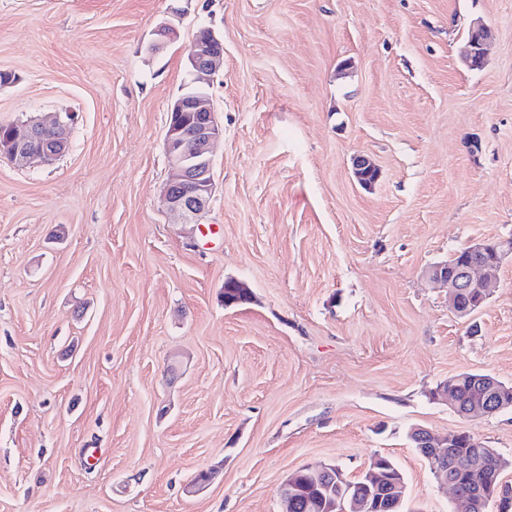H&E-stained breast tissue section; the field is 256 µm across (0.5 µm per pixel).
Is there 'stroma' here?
<instances>
[{"mask_svg": "<svg viewBox=\"0 0 512 512\" xmlns=\"http://www.w3.org/2000/svg\"><path fill=\"white\" fill-rule=\"evenodd\" d=\"M203 27L223 136L180 224L164 140ZM0 72V124L74 118L52 164L0 157V512H282L288 473L378 455L405 512H453L412 427L512 459V410L432 396L512 385V263L465 318L424 276L512 238V0H0ZM231 277L253 303L225 307ZM471 31L475 35L474 40L470 38V31L468 33L467 42L464 44L460 58L462 63L468 68L482 67L485 62V45L490 37V29L482 23L474 24ZM476 375L475 373L462 372L450 377L449 379L458 377L456 382L458 385L457 391L454 387L448 386V383L447 385L444 383L437 392L440 395L439 400L446 401L459 415L467 418H482L501 412L503 409V394L512 391V388L511 385L504 384L494 376L474 379L478 396L466 406V411H462L460 400L465 404L476 396L471 379Z\"/></svg>", "mask_w": 512, "mask_h": 512, "instance_id": "stroma-1", "label": "stroma"}]
</instances>
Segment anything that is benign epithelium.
<instances>
[{"instance_id":"obj_1","label":"benign epithelium","mask_w":512,"mask_h":512,"mask_svg":"<svg viewBox=\"0 0 512 512\" xmlns=\"http://www.w3.org/2000/svg\"><path fill=\"white\" fill-rule=\"evenodd\" d=\"M475 39L467 41L461 52L462 63L469 68H478L485 62V45L490 37V29L482 23L472 26ZM190 80L180 95L171 103L169 112L191 114L192 120L184 127L174 126L166 130L165 151L168 158L169 177L162 198L166 209L180 217L182 223L193 224L204 213L213 192V148L223 136V129L217 123L211 103L210 89L214 77L224 60V49L210 31L192 41L188 48ZM70 122L59 116L33 115L24 121L8 123L0 127V156L8 158L19 167L32 164H50L69 151L71 146ZM354 175L358 183L370 187L376 179L369 178L378 167L370 159L359 156L353 161ZM470 262L456 270L448 269L447 263H438L427 272L428 280L434 284L446 283L450 286L448 309L458 317H466L476 310L475 305L461 302L466 288H476L488 300L495 285L498 269L507 261H512V239L497 242L493 261L482 260L485 242L471 243L465 247ZM224 303L228 307L253 300V293L247 284L232 279L224 284ZM478 396L461 409V402L455 388L443 384L438 389L440 399L447 402L459 415L467 418H482L502 411L503 394L512 391L494 376L474 379ZM411 433L417 437L421 456L438 467L437 481L446 489H456L453 477L448 474L446 455L448 444L458 436L456 432L437 435L430 430L416 426ZM301 470L289 474L279 487V496L285 506L284 512H292L300 493L297 478ZM367 480L375 490L387 489L386 512H397L403 503L401 483L394 481L385 484V477L371 462ZM491 496L501 500L512 498V488L498 484ZM489 496V497H491ZM489 497L485 494L454 496L456 512H484Z\"/></svg>"}]
</instances>
